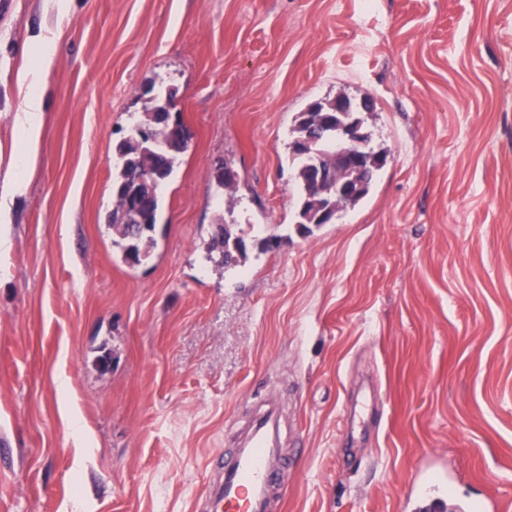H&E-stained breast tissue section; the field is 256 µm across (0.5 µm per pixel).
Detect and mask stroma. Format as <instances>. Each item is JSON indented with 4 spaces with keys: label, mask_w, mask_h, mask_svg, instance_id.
<instances>
[{
    "label": "stroma",
    "mask_w": 512,
    "mask_h": 512,
    "mask_svg": "<svg viewBox=\"0 0 512 512\" xmlns=\"http://www.w3.org/2000/svg\"><path fill=\"white\" fill-rule=\"evenodd\" d=\"M52 37L0 260V512H193L270 411L268 512L512 500V0H0V147ZM149 84L190 141L132 268L105 222ZM342 88L392 160L304 237L288 132ZM224 166L251 245L229 272ZM242 239L241 236L237 234H233L231 239V249L232 251L238 255V251L241 248V245L236 242V240ZM229 240L230 235L229 233H222V241H221V249H219V259L214 260V258L211 256V259H213L214 263L217 267H224V271H228L232 267H236L239 264L245 263L248 259V255L245 252H241L239 257H236L232 251L229 249ZM243 240V239H242ZM244 242V240H243Z\"/></svg>",
    "instance_id": "35a3bbf8"
}]
</instances>
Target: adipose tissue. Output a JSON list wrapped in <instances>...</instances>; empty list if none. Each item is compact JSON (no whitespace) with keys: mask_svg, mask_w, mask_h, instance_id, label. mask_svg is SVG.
<instances>
[{"mask_svg":"<svg viewBox=\"0 0 512 512\" xmlns=\"http://www.w3.org/2000/svg\"><path fill=\"white\" fill-rule=\"evenodd\" d=\"M53 66L54 54L47 51L16 73L21 98L13 119V152L6 177L0 182V255L10 249L8 226L12 205L27 186L19 169L33 164L40 151L44 122L42 89Z\"/></svg>","mask_w":512,"mask_h":512,"instance_id":"ef3b65f1","label":"adipose tissue"}]
</instances>
